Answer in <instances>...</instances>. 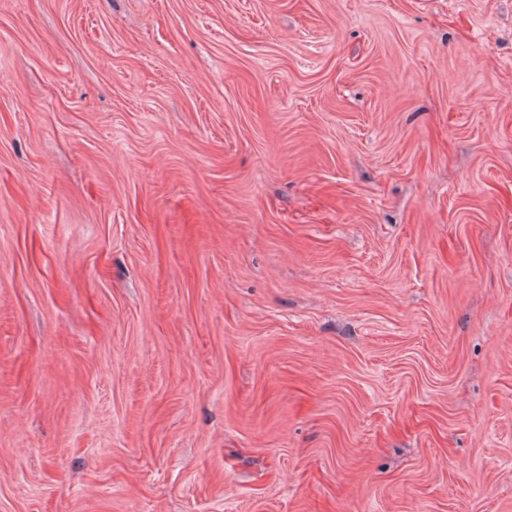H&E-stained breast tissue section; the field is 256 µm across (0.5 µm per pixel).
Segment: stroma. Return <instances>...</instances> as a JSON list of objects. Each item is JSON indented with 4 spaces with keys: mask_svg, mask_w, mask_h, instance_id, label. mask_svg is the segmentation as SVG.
Wrapping results in <instances>:
<instances>
[{
    "mask_svg": "<svg viewBox=\"0 0 512 512\" xmlns=\"http://www.w3.org/2000/svg\"><path fill=\"white\" fill-rule=\"evenodd\" d=\"M0 512H512V0H0Z\"/></svg>",
    "mask_w": 512,
    "mask_h": 512,
    "instance_id": "1",
    "label": "stroma"
}]
</instances>
